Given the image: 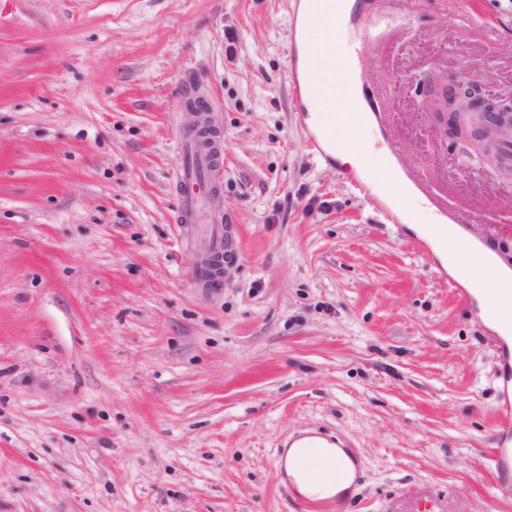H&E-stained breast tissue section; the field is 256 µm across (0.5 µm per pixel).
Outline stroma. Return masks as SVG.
Segmentation results:
<instances>
[{
    "label": "stroma",
    "instance_id": "obj_1",
    "mask_svg": "<svg viewBox=\"0 0 512 512\" xmlns=\"http://www.w3.org/2000/svg\"><path fill=\"white\" fill-rule=\"evenodd\" d=\"M297 0H0V512H298L319 432L349 512H512L499 353L471 297L291 92ZM360 58L401 165L512 267V177L448 139L428 76L512 95V0H378ZM224 138L237 261L174 222L182 95ZM497 447L493 451V465L500 475H512V400L505 398L497 409ZM311 446L316 445L309 444L307 441L296 443L293 448H290L286 459L288 475L303 494L326 489L313 483L321 478L318 455L323 448Z\"/></svg>",
    "mask_w": 512,
    "mask_h": 512
}]
</instances>
